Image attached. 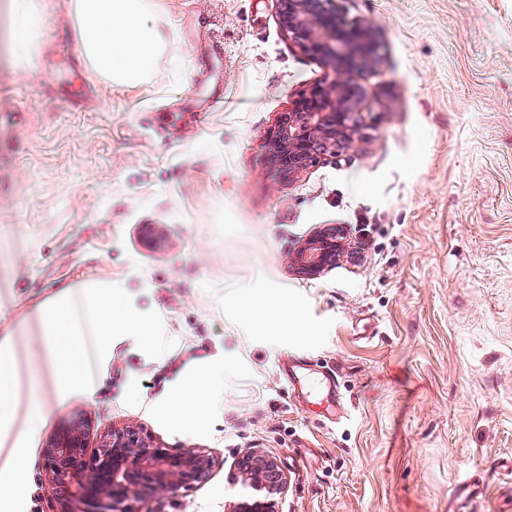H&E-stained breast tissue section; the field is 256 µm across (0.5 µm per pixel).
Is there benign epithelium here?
Here are the masks:
<instances>
[{
  "label": "benign epithelium",
  "instance_id": "obj_1",
  "mask_svg": "<svg viewBox=\"0 0 512 512\" xmlns=\"http://www.w3.org/2000/svg\"><path fill=\"white\" fill-rule=\"evenodd\" d=\"M278 2L288 40L326 68L324 78L294 99L269 132L273 150L280 154L278 171L291 178L322 156L353 145L364 90L352 69L374 61L377 51L372 28L342 17L336 0ZM345 238L342 226L324 227L298 249L299 272L314 277L333 266L343 254ZM87 433L82 422L65 425L43 448L52 512H151L144 506L206 482L215 464L204 451L154 446L132 426L105 432L95 448L89 447ZM236 466L242 483L259 496L235 504L232 512H275L289 485L277 461L249 452Z\"/></svg>",
  "mask_w": 512,
  "mask_h": 512
}]
</instances>
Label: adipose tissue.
<instances>
[{
	"label": "adipose tissue",
	"mask_w": 512,
	"mask_h": 512,
	"mask_svg": "<svg viewBox=\"0 0 512 512\" xmlns=\"http://www.w3.org/2000/svg\"><path fill=\"white\" fill-rule=\"evenodd\" d=\"M89 68L122 85L146 82L164 45L145 21L147 0H71ZM10 39L23 59L45 25L36 0H9ZM242 315L256 332L270 325L311 339L304 306L288 297L238 292ZM151 317L127 289L109 282L63 288L34 305L24 323L0 324V512H30V450L53 415L77 397L93 396L106 377L116 344L158 354ZM224 403V360L216 358L179 379L156 413L176 429L201 428Z\"/></svg>",
	"instance_id": "adipose-tissue-1"
}]
</instances>
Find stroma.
I'll list each match as a JSON object with an SVG mask.
<instances>
[{
	"label": "stroma",
	"instance_id": "1",
	"mask_svg": "<svg viewBox=\"0 0 512 512\" xmlns=\"http://www.w3.org/2000/svg\"><path fill=\"white\" fill-rule=\"evenodd\" d=\"M41 2L20 78L0 0V310L19 320L109 279L163 342L158 356L118 346L101 389L46 436L83 418L92 447L133 426L211 453L210 478L155 512H230L250 451L290 478L276 512H449L472 479L471 512H512V476L490 468L512 456V0H336L378 46L356 74L359 140L290 178L268 134L325 67L285 36L276 0H148L168 46L132 87L87 67L69 0ZM327 224L344 225L346 252L302 276L296 251ZM242 288L302 296L314 339L249 333ZM219 351L224 407L202 429L146 411ZM293 354L337 367L346 419L288 387Z\"/></svg>",
	"mask_w": 512,
	"mask_h": 512
}]
</instances>
